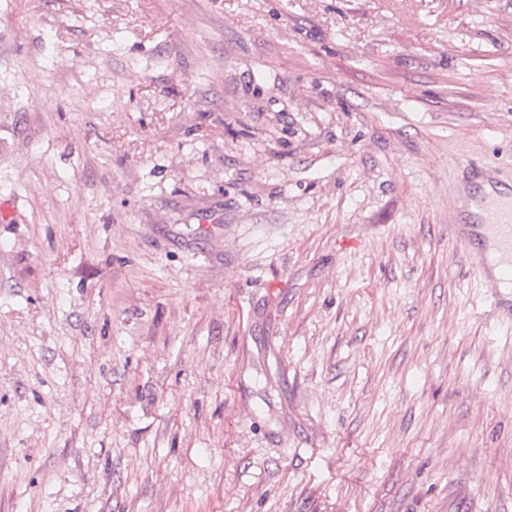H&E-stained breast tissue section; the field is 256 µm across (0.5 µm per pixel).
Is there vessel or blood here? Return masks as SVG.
Returning <instances> with one entry per match:
<instances>
[{
    "label": "vessel or blood",
    "mask_w": 512,
    "mask_h": 512,
    "mask_svg": "<svg viewBox=\"0 0 512 512\" xmlns=\"http://www.w3.org/2000/svg\"><path fill=\"white\" fill-rule=\"evenodd\" d=\"M450 232L473 251L484 282L492 288L512 283V207L496 223H461Z\"/></svg>",
    "instance_id": "obj_1"
}]
</instances>
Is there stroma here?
Returning <instances> with one entry per match:
<instances>
[{"mask_svg":"<svg viewBox=\"0 0 512 512\" xmlns=\"http://www.w3.org/2000/svg\"><path fill=\"white\" fill-rule=\"evenodd\" d=\"M512 0H0V512H512ZM449 231L472 249L489 288H499V284L505 281L512 283V199L507 212L500 214L496 223L452 224ZM489 244L498 254L495 262L489 261L485 254L483 245L488 250Z\"/></svg>","mask_w":512,"mask_h":512,"instance_id":"stroma-1","label":"stroma"}]
</instances>
